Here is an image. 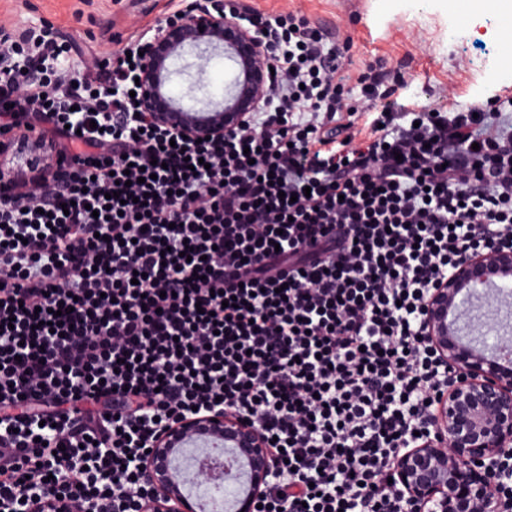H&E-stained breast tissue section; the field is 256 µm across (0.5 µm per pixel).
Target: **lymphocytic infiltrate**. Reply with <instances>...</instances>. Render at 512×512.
Returning <instances> with one entry per match:
<instances>
[{
	"mask_svg": "<svg viewBox=\"0 0 512 512\" xmlns=\"http://www.w3.org/2000/svg\"><path fill=\"white\" fill-rule=\"evenodd\" d=\"M257 24L272 105L230 138L99 101L128 86L122 56L59 96L0 75L15 123L56 129L51 191L0 199L7 512L33 473L113 512L129 456L216 406L276 440L286 482L261 512H402L381 475L434 386L422 306L463 255L512 245V122L494 103L384 113L344 144L342 52L298 11Z\"/></svg>",
	"mask_w": 512,
	"mask_h": 512,
	"instance_id": "1",
	"label": "lymphocytic infiltrate"
}]
</instances>
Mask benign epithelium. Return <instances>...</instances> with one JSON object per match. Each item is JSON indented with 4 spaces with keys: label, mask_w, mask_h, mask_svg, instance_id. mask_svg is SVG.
Here are the masks:
<instances>
[{
    "label": "benign epithelium",
    "mask_w": 512,
    "mask_h": 512,
    "mask_svg": "<svg viewBox=\"0 0 512 512\" xmlns=\"http://www.w3.org/2000/svg\"><path fill=\"white\" fill-rule=\"evenodd\" d=\"M216 55L234 61L237 74L214 99L197 82L173 90L178 64L196 60L198 70ZM270 64L258 33L237 8L185 4L151 37L138 71L139 98L132 112L192 140L222 137L241 127L250 112L271 104ZM40 130L16 132L0 119V178L18 184L33 201L48 191L38 164ZM512 283V249H491L454 265L430 292L421 329L444 369L440 393L424 414V429L395 456L387 477L409 512H512V309L490 298ZM224 440L239 464L245 490L232 512H255L267 488L281 478L262 433L227 411L182 419L132 463L146 487L140 512H198L189 480L173 462L188 445ZM31 512H74L70 501L48 495L39 476L29 478Z\"/></svg>",
    "instance_id": "1"
}]
</instances>
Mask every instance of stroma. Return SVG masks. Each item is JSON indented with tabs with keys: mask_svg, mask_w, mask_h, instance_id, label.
I'll list each match as a JSON object with an SVG mask.
<instances>
[{
	"mask_svg": "<svg viewBox=\"0 0 512 512\" xmlns=\"http://www.w3.org/2000/svg\"><path fill=\"white\" fill-rule=\"evenodd\" d=\"M181 0H0V28L53 27L72 48L61 56L62 76L87 74L88 64L150 31ZM245 17L302 11L327 45L350 41L343 76L371 65L380 85L370 112L342 116L340 139H357L369 114L383 110H449L493 99L512 100V77L502 75L507 50L504 14L473 12L471 0H241Z\"/></svg>",
	"mask_w": 512,
	"mask_h": 512,
	"instance_id": "35a3bbf8",
	"label": "stroma"
}]
</instances>
